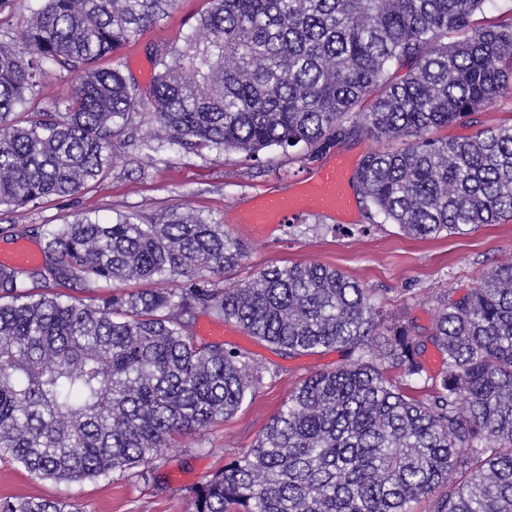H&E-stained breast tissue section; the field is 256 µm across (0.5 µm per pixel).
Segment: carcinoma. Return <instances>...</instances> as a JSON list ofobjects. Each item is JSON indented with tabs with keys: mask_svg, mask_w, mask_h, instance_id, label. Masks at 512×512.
Here are the masks:
<instances>
[{
	"mask_svg": "<svg viewBox=\"0 0 512 512\" xmlns=\"http://www.w3.org/2000/svg\"><path fill=\"white\" fill-rule=\"evenodd\" d=\"M38 2L19 40L0 42L1 208L79 193L145 111L148 141L258 166L274 148L301 144L310 164L364 136L404 140L368 153L351 183L371 223L414 237L512 218V126L434 135L512 92V22L476 26L487 0H207L182 47L155 48L146 94L96 62L176 0ZM50 71L79 83L30 106ZM22 233L44 246L35 265H0V459L57 482L132 469L162 488L165 449L277 377L199 341V314H213L288 355L347 359L295 387L253 448L189 489L186 512H411L429 496L432 512H512V260L437 297L424 336L330 266L224 285L245 247L192 213L84 215ZM59 287L112 294L94 304ZM429 344L444 360L433 376ZM66 507L9 497L0 512H80Z\"/></svg>",
	"mask_w": 512,
	"mask_h": 512,
	"instance_id": "obj_1",
	"label": "carcinoma"
}]
</instances>
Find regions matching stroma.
<instances>
[{"instance_id":"stroma-1","label":"stroma","mask_w":512,"mask_h":512,"mask_svg":"<svg viewBox=\"0 0 512 512\" xmlns=\"http://www.w3.org/2000/svg\"><path fill=\"white\" fill-rule=\"evenodd\" d=\"M206 7V0H176L167 17L132 37L117 58L100 60V67L121 64L141 90H148L155 74L153 48L163 43L181 46L183 34L196 26ZM510 125L512 96L470 121L440 129L438 135L463 141L484 128ZM115 152L117 160L112 167L76 195L47 199L16 212L0 207V256L20 244L37 254L42 251L41 238L9 234L12 224L52 227L85 213L108 222L119 213L146 218L176 208L191 209L209 223L223 225L225 233L246 247L240 265L225 273V282L248 279L268 266L320 263L374 289L383 310L412 321L425 334L432 327L437 296L464 294L497 263L512 257L509 219L427 239L407 236L395 224L369 223L360 205L350 223L325 211H310L288 223L268 224L259 230L241 223V216L252 210L261 196L297 192L303 180L316 172L313 163L305 166L278 157L259 170L235 154L208 149L195 154L167 146L157 149L140 140L118 144ZM214 328L222 330L225 343L249 352L263 364L277 366L279 374L264 380L235 416L186 439L184 446L165 450L159 469L165 492H157L128 473L59 483L0 461V499H58L84 512H186L187 489L252 447L301 381L334 369L345 358L335 348L290 356L248 335L234 322L213 315H199L194 331L207 340Z\"/></svg>"}]
</instances>
